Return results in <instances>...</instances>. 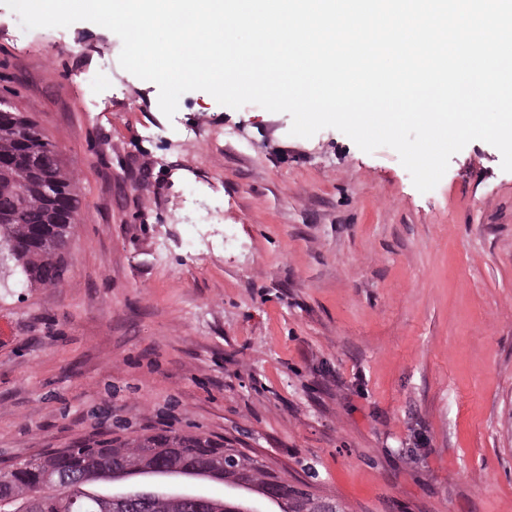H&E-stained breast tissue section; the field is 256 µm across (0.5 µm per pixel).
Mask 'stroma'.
Listing matches in <instances>:
<instances>
[{
    "label": "stroma",
    "instance_id": "35a3bbf8",
    "mask_svg": "<svg viewBox=\"0 0 512 512\" xmlns=\"http://www.w3.org/2000/svg\"><path fill=\"white\" fill-rule=\"evenodd\" d=\"M87 21L0 4V99L73 179L56 285L0 263V468L209 438L344 512H512V172L476 140L419 192L397 153L158 88Z\"/></svg>",
    "mask_w": 512,
    "mask_h": 512
}]
</instances>
